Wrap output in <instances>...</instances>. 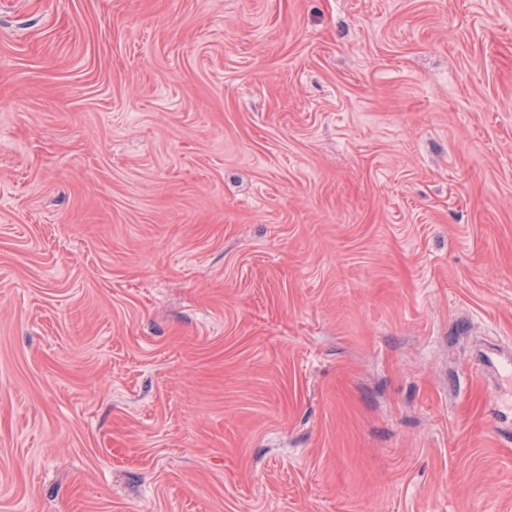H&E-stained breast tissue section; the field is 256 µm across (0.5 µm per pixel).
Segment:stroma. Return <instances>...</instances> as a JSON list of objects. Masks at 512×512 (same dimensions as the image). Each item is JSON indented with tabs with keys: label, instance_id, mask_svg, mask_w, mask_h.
<instances>
[{
	"label": "stroma",
	"instance_id": "obj_1",
	"mask_svg": "<svg viewBox=\"0 0 512 512\" xmlns=\"http://www.w3.org/2000/svg\"><path fill=\"white\" fill-rule=\"evenodd\" d=\"M512 0H0V512H512Z\"/></svg>",
	"mask_w": 512,
	"mask_h": 512
}]
</instances>
